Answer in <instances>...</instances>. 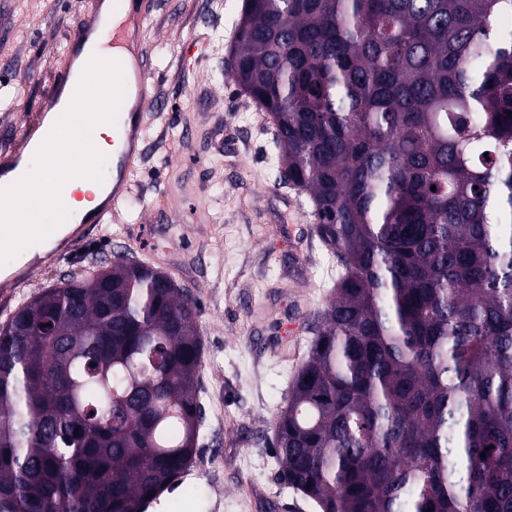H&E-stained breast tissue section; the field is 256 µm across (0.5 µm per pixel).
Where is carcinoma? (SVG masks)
Instances as JSON below:
<instances>
[{
  "label": "carcinoma",
  "mask_w": 512,
  "mask_h": 512,
  "mask_svg": "<svg viewBox=\"0 0 512 512\" xmlns=\"http://www.w3.org/2000/svg\"><path fill=\"white\" fill-rule=\"evenodd\" d=\"M505 16L242 0L231 77L344 269L275 423L321 512H512ZM165 276L118 258L0 325V512H145L192 464L202 337Z\"/></svg>",
  "instance_id": "carcinoma-1"
}]
</instances>
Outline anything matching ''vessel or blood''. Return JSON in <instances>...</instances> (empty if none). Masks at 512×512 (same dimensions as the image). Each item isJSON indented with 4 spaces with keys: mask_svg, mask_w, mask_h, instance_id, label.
<instances>
[{
    "mask_svg": "<svg viewBox=\"0 0 512 512\" xmlns=\"http://www.w3.org/2000/svg\"><path fill=\"white\" fill-rule=\"evenodd\" d=\"M153 6L154 0H92L68 41V62L49 86L41 116L24 124L11 142L0 146V177L18 169L26 172L12 194L0 196V201L13 205L11 242L24 239L37 243L55 230L56 224L27 221L42 193L41 181L28 173L29 157L38 152L44 163L52 161L51 153L41 149L50 140L45 116H57L67 127L71 153L76 158L75 163L55 171V183L63 190L87 179L88 172L80 159L90 150L104 114H111L112 137L122 142L123 148L118 158L110 162L112 190L105 203L95 208L92 223H108L113 212L125 202L130 177L145 142V112L155 100L147 79V54L143 47L146 21ZM106 32L112 35V50L108 53L95 47L96 40ZM76 92L90 105L77 118L72 117L70 108L71 96Z\"/></svg>",
    "mask_w": 512,
    "mask_h": 512,
    "instance_id": "vessel-or-blood-1",
    "label": "vessel or blood"
}]
</instances>
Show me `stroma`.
Segmentation results:
<instances>
[{"instance_id": "35a3bbf8", "label": "stroma", "mask_w": 512, "mask_h": 512, "mask_svg": "<svg viewBox=\"0 0 512 512\" xmlns=\"http://www.w3.org/2000/svg\"><path fill=\"white\" fill-rule=\"evenodd\" d=\"M242 0H156L146 24L157 102L131 193L51 265L0 252V324L79 267L153 262L197 302L202 423L193 464L146 512H319L289 488L274 421L339 268L273 166L275 125L232 80ZM90 0H0V128L33 120ZM197 60L183 61L193 40Z\"/></svg>"}]
</instances>
